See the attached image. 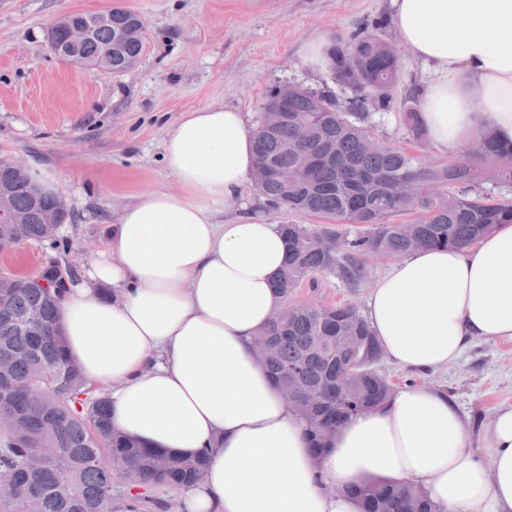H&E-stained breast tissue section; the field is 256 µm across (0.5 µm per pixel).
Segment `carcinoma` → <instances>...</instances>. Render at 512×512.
Wrapping results in <instances>:
<instances>
[{
  "instance_id": "cac0c4a2",
  "label": "carcinoma",
  "mask_w": 512,
  "mask_h": 512,
  "mask_svg": "<svg viewBox=\"0 0 512 512\" xmlns=\"http://www.w3.org/2000/svg\"><path fill=\"white\" fill-rule=\"evenodd\" d=\"M112 45V72L135 65L146 44V27L130 9L112 7V25H99L64 60L89 65L103 46ZM328 82L320 87L288 83L276 87L258 113L253 151L256 167L271 175L255 190L272 205L321 216L333 224H358L353 238L327 225L283 224L288 243L286 266L276 284L280 299L306 276L332 273L350 284L364 280L366 269L355 255L378 253L402 257L428 247L464 248L512 223V200L490 202L473 193L487 158L493 181L512 185V144L498 142L485 129L470 138V151L448 166L423 164L404 149L376 138L374 112L389 109L400 70L396 50L373 31L355 33L346 45L329 47ZM349 93L339 102L336 90ZM287 119L275 127L263 111L275 104ZM408 136L425 137L418 110L403 113ZM410 186L406 195L390 192L392 181ZM14 187L5 206L26 216L32 203L21 180L0 178ZM415 211L414 222L392 224L395 213ZM64 243L50 224L32 218L17 226L0 224V244ZM67 282L40 290L17 285L0 290V479L19 475L0 512L18 505L27 512H141L150 489L189 491L206 468L202 456L185 457L148 448L114 430L107 413V393L88 385L68 358L59 322ZM31 325L50 327L38 336ZM262 334L270 340L262 364L283 394L316 393L300 416L313 453L350 418L383 405L395 393L388 378L370 368L383 354L365 316L353 305L296 307L283 321L270 320ZM105 457L123 462L130 483L117 495L115 474L101 465ZM361 512H439L426 490L415 484L370 482L352 488Z\"/></svg>"
}]
</instances>
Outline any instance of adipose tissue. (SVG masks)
<instances>
[{
	"mask_svg": "<svg viewBox=\"0 0 512 512\" xmlns=\"http://www.w3.org/2000/svg\"><path fill=\"white\" fill-rule=\"evenodd\" d=\"M392 20L432 78L419 120L440 151L483 129L512 142V0H391ZM180 191L128 204L111 249L60 307L66 350L108 388L114 430L209 465L187 512H359L353 485L424 487L442 512H512V405L482 448L446 391L404 388L349 419L313 463L304 425L253 353L280 305L287 244L251 214L221 223L255 166L242 112L183 113L163 141ZM366 318L385 356L429 372L476 340L512 341V224L466 248H427L371 288ZM492 468H485L483 458Z\"/></svg>",
	"mask_w": 512,
	"mask_h": 512,
	"instance_id": "obj_1",
	"label": "adipose tissue"
}]
</instances>
